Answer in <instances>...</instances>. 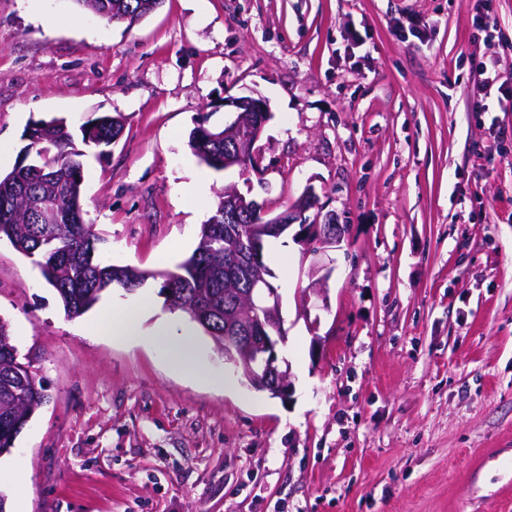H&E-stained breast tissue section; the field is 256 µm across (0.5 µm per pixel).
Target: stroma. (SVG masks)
<instances>
[{"instance_id": "1", "label": "stroma", "mask_w": 512, "mask_h": 512, "mask_svg": "<svg viewBox=\"0 0 512 512\" xmlns=\"http://www.w3.org/2000/svg\"><path fill=\"white\" fill-rule=\"evenodd\" d=\"M474 0H164L134 24L74 0H0V173L34 120L125 126L83 159L97 258L177 271L220 189L276 215L306 188L347 235L272 265L293 391L171 372L90 335L31 258L0 241V316L50 394L8 458L24 512H512V106L470 109ZM261 95L263 173L188 145L224 100ZM200 195L183 196L190 180ZM318 285L320 294L305 296Z\"/></svg>"}]
</instances>
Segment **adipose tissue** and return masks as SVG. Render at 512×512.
<instances>
[{
    "instance_id": "ef3b65f1",
    "label": "adipose tissue",
    "mask_w": 512,
    "mask_h": 512,
    "mask_svg": "<svg viewBox=\"0 0 512 512\" xmlns=\"http://www.w3.org/2000/svg\"><path fill=\"white\" fill-rule=\"evenodd\" d=\"M152 295H142L139 303L127 306L116 302L104 305L91 323L95 335L115 342H128L148 337L169 367L185 378L217 383L221 376L203 358V345L191 324L177 316L158 318L150 329L142 323L153 308Z\"/></svg>"
}]
</instances>
